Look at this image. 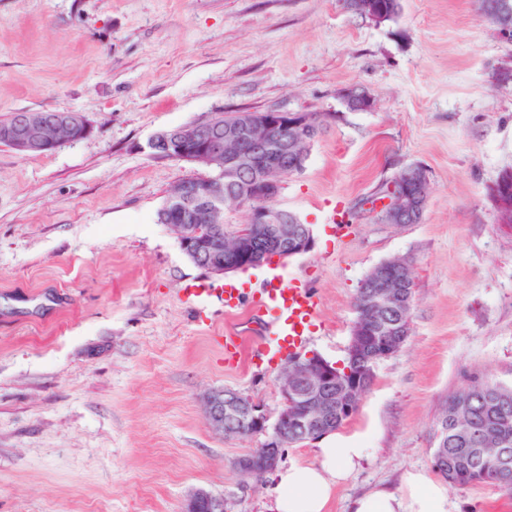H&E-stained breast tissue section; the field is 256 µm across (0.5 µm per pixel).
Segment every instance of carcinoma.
Returning a JSON list of instances; mask_svg holds the SVG:
<instances>
[{"instance_id":"cac0c4a2","label":"carcinoma","mask_w":512,"mask_h":512,"mask_svg":"<svg viewBox=\"0 0 512 512\" xmlns=\"http://www.w3.org/2000/svg\"><path fill=\"white\" fill-rule=\"evenodd\" d=\"M383 279L399 287L405 298H414L413 276L402 273L401 267L387 263ZM476 392L478 398L459 405L460 400ZM457 423L470 425L472 434H460L455 428ZM438 429L448 431V443L434 448V452L442 450L446 454L447 468L436 465L434 469L449 486L495 483L512 494V468H502L496 457L485 452L487 448L512 449V387L473 377L469 384L448 396Z\"/></svg>"}]
</instances>
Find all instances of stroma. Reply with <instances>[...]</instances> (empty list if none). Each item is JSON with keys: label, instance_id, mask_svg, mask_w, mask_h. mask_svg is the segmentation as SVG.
<instances>
[{"label": "stroma", "instance_id": "35a3bbf8", "mask_svg": "<svg viewBox=\"0 0 512 512\" xmlns=\"http://www.w3.org/2000/svg\"><path fill=\"white\" fill-rule=\"evenodd\" d=\"M400 3L376 25L342 0H0V121L72 111L92 127L44 155L0 147V512H184L200 489L224 512H270L273 474L235 466L267 434L213 432L202 397L231 390L276 415L286 360L233 363L229 331L256 336L258 323L195 314L181 297L192 283L305 277L322 321L306 348L339 362L364 277L410 264V334L336 432L368 458L329 512L432 470L441 408L470 375L512 386V226L493 194L512 171V35L478 0ZM353 88L371 110L346 107ZM272 108L324 120L276 200L314 246L223 279L156 220L207 168L154 157L148 141ZM411 166L429 177L424 217L384 223L367 201ZM336 208L347 227L334 238ZM449 495L459 512H512L492 483Z\"/></svg>", "mask_w": 512, "mask_h": 512}]
</instances>
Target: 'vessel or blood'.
I'll return each instance as SVG.
<instances>
[{"instance_id": "vessel-or-blood-1", "label": "vessel or blood", "mask_w": 512, "mask_h": 512, "mask_svg": "<svg viewBox=\"0 0 512 512\" xmlns=\"http://www.w3.org/2000/svg\"><path fill=\"white\" fill-rule=\"evenodd\" d=\"M184 300L196 312H203L210 304H223L225 313L241 309L244 299H251L252 315L264 318L266 336L261 340H237L239 353L247 363L298 351L313 334L320 318V301L309 282L292 277L283 280L273 275L267 284L254 291L227 285L195 283L182 290Z\"/></svg>"}]
</instances>
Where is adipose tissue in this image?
<instances>
[{
    "label": "adipose tissue",
    "mask_w": 512,
    "mask_h": 512,
    "mask_svg": "<svg viewBox=\"0 0 512 512\" xmlns=\"http://www.w3.org/2000/svg\"><path fill=\"white\" fill-rule=\"evenodd\" d=\"M364 455V448L346 441L317 448L313 464L279 470L273 512H327L337 486ZM349 512H450L448 489L428 472L414 471L397 488L380 487L354 498Z\"/></svg>",
    "instance_id": "ef3b65f1"
}]
</instances>
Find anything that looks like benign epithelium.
Segmentation results:
<instances>
[{"label":"benign epithelium","mask_w":512,"mask_h":512,"mask_svg":"<svg viewBox=\"0 0 512 512\" xmlns=\"http://www.w3.org/2000/svg\"><path fill=\"white\" fill-rule=\"evenodd\" d=\"M366 8L365 18L377 24L387 21L388 10L381 0H367ZM482 12L493 17L501 31H512V5L508 0H483ZM345 104L353 112L367 111L373 107V100L364 92L351 90L345 95ZM221 120V116H212L203 122L160 130L151 138L149 147L159 158L220 170L216 177L179 183L157 211V222L172 228L183 252L217 276L260 265L280 249L286 256L309 251L313 245L311 229L303 226L294 213L272 207L270 202L280 193L278 174L304 168L310 148L321 133L316 116L281 109L242 111L236 123L225 129L224 139L206 138L204 128ZM90 131L87 120L76 112L54 111L49 115L21 110L13 121L0 126V144L21 154L40 155L79 141ZM496 190L502 214L508 219L512 217V175L504 174ZM429 196L426 170L409 167L389 184L378 213L389 224H418ZM237 201L253 203L248 221L234 232L231 248H217L213 240L222 233L224 204ZM368 300L366 310L353 326L349 345L353 355L363 349L366 337L379 331L382 313L401 314L406 308L403 296L388 290L373 291ZM340 368L342 365L317 353H295L284 367L289 379L281 386V406L275 421H270L261 406L219 389L205 398L206 424L214 432L228 435L232 425L224 423V415L242 414L250 432H269L264 448L238 459L236 466L245 471L270 472L282 458L288 423L299 427L301 436L316 439L323 434L320 420L325 413L352 412L350 399L363 389L358 379L346 382L345 400L338 404L320 397L322 387L334 385L341 378ZM184 512H224V501L199 490Z\"/></svg>","instance_id":"1"}]
</instances>
